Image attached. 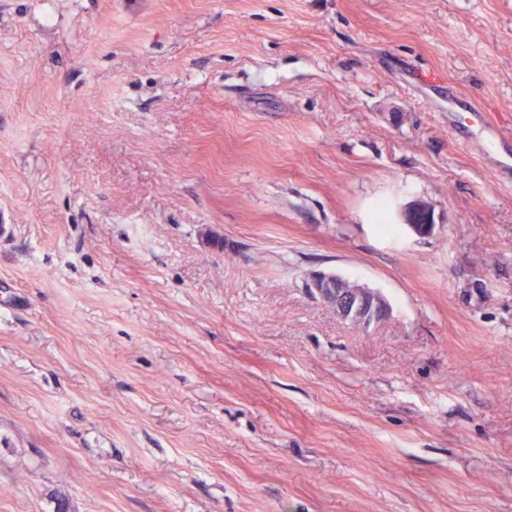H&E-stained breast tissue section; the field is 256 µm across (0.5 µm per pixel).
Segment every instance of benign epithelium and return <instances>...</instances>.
<instances>
[{"mask_svg":"<svg viewBox=\"0 0 512 512\" xmlns=\"http://www.w3.org/2000/svg\"><path fill=\"white\" fill-rule=\"evenodd\" d=\"M402 221L418 236H428L436 227L432 208L415 201L403 208ZM309 291L332 307L337 315L354 325L369 327L390 316L391 307L378 291L367 288L339 275L315 272L308 284Z\"/></svg>","mask_w":512,"mask_h":512,"instance_id":"benign-epithelium-1","label":"benign epithelium"}]
</instances>
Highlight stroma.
Listing matches in <instances>:
<instances>
[{
    "mask_svg": "<svg viewBox=\"0 0 512 512\" xmlns=\"http://www.w3.org/2000/svg\"><path fill=\"white\" fill-rule=\"evenodd\" d=\"M1 219L0 512H512V0H0ZM401 217L403 224L418 236L431 235L436 227L432 208L422 201H414L404 207ZM309 291L332 307L344 321L370 327L390 316L391 307L378 291L339 275L315 272L308 284Z\"/></svg>",
    "mask_w": 512,
    "mask_h": 512,
    "instance_id": "stroma-1",
    "label": "stroma"
}]
</instances>
